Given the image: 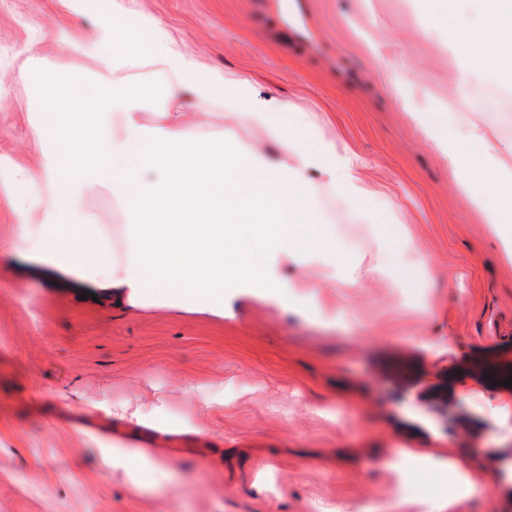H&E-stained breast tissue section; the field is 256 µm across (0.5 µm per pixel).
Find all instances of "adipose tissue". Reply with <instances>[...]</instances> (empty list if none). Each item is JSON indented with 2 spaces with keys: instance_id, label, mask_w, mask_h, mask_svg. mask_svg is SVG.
Here are the masks:
<instances>
[{
  "instance_id": "1",
  "label": "adipose tissue",
  "mask_w": 512,
  "mask_h": 512,
  "mask_svg": "<svg viewBox=\"0 0 512 512\" xmlns=\"http://www.w3.org/2000/svg\"><path fill=\"white\" fill-rule=\"evenodd\" d=\"M424 11L441 9L459 17L478 15L477 25L453 26L448 41L464 45L462 79L489 71L512 84V0H421ZM91 43L105 46L89 69L93 98L72 97L65 78L43 71L30 78L40 88V107L53 123L37 129L50 137L54 152L42 155L35 179L48 185L36 242L20 239L12 250H32L94 288L117 298L188 301L223 314L230 291L239 286L291 288L272 275L278 258L303 262L314 201L325 194L357 206L367 190L353 157L331 142L307 141L291 129L272 125L285 104L244 85H227L223 75L182 51L162 28L144 40L120 18L98 24ZM148 67L163 84L127 82V74ZM176 100L190 95L202 108L219 107L239 122L265 130L281 148L279 161L225 140L188 141L184 113L149 125L141 115L152 94ZM429 141L448 163L468 204L495 228L504 253L512 255V164L499 154L486 130L463 127L452 135L430 132ZM105 188L126 218L124 247L115 252L102 239L97 216L84 200Z\"/></svg>"
}]
</instances>
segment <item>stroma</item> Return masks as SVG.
<instances>
[{"label":"stroma","mask_w":512,"mask_h":512,"mask_svg":"<svg viewBox=\"0 0 512 512\" xmlns=\"http://www.w3.org/2000/svg\"><path fill=\"white\" fill-rule=\"evenodd\" d=\"M121 5L230 84L286 102L277 123L356 155L379 223L319 201L325 239L291 296L240 288L223 315L120 303L9 247L35 238L47 187L25 179L45 150L25 71L87 65L75 43ZM328 57L283 39L263 0H0V512H425L447 477L404 455L455 448L479 482L456 512H512V262L409 116L453 107L512 159V112L487 81H460L458 47L419 0H312ZM194 140L255 131L215 112ZM30 221H15L17 197ZM385 247H377L378 239ZM334 252L346 278L324 261ZM169 472L128 471L111 449Z\"/></svg>","instance_id":"obj_1"}]
</instances>
